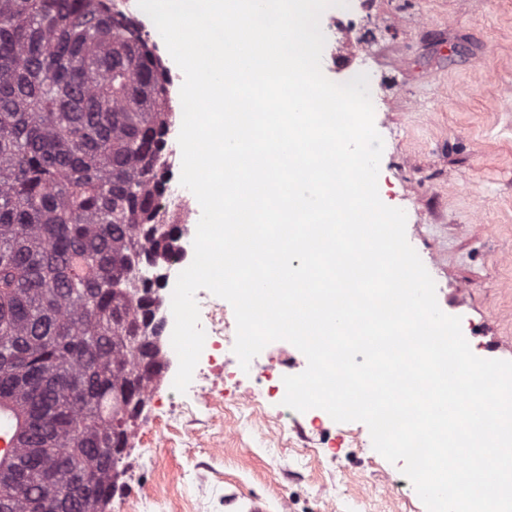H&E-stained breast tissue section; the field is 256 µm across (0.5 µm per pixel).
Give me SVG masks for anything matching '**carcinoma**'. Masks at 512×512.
<instances>
[{
	"label": "carcinoma",
	"mask_w": 512,
	"mask_h": 512,
	"mask_svg": "<svg viewBox=\"0 0 512 512\" xmlns=\"http://www.w3.org/2000/svg\"><path fill=\"white\" fill-rule=\"evenodd\" d=\"M166 84L105 0H0V393L34 425L0 472V512H104L135 424L116 399L162 371L147 339L161 282L137 267L179 250L155 207Z\"/></svg>",
	"instance_id": "cac0c4a2"
}]
</instances>
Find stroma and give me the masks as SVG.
I'll return each mask as SVG.
<instances>
[{"instance_id": "1", "label": "stroma", "mask_w": 512, "mask_h": 512, "mask_svg": "<svg viewBox=\"0 0 512 512\" xmlns=\"http://www.w3.org/2000/svg\"><path fill=\"white\" fill-rule=\"evenodd\" d=\"M353 25L327 37L322 66L340 82L371 53L374 123L383 138L378 192L406 213V237L461 319L480 358L512 361V0H349ZM260 425L226 390L224 418L155 421L144 452L124 458L116 500L136 512H234L261 497L269 512H426L417 493L368 497L397 483L401 463L375 451L368 427L312 412Z\"/></svg>"}]
</instances>
